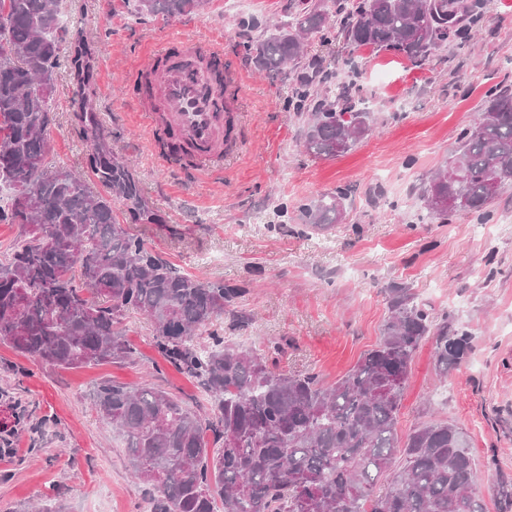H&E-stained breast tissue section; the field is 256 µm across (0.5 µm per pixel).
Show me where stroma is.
Wrapping results in <instances>:
<instances>
[{
    "mask_svg": "<svg viewBox=\"0 0 512 512\" xmlns=\"http://www.w3.org/2000/svg\"><path fill=\"white\" fill-rule=\"evenodd\" d=\"M299 0H204L190 14L141 16L135 0H61V44L47 161L87 174L99 146L125 159L139 183L146 221L132 233L189 274L245 288L219 323L241 347L285 340L280 372L317 373L334 383L379 339L387 291L411 290L469 347L442 369L434 340L413 356L398 419L400 435L421 423L457 425L473 463L477 494L499 512L497 489L512 478V186L487 219L427 215L421 191L443 167L492 86L512 84V0H484L465 43L436 49L419 68L399 54L354 51L343 37L310 39L308 54L373 113L353 151L308 154L304 118L288 105L298 72L259 74L251 60L262 26L292 19ZM90 49V83L70 68V36ZM200 36L224 45V64L245 78L242 150L219 177L167 171L164 134L149 137L133 99L149 53ZM84 101L103 138L76 116ZM346 193L342 223L306 227L300 204ZM124 334L137 356L125 363L59 368L0 341V421L19 413L24 438L0 459V512H32L51 497L62 512H146L149 488L130 473L122 436L92 407L98 383L150 384L207 412L200 383L164 361L150 323L131 313Z\"/></svg>",
    "mask_w": 512,
    "mask_h": 512,
    "instance_id": "1",
    "label": "stroma"
}]
</instances>
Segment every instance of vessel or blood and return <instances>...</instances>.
<instances>
[{
  "label": "vessel or blood",
  "instance_id": "b4317fda",
  "mask_svg": "<svg viewBox=\"0 0 512 512\" xmlns=\"http://www.w3.org/2000/svg\"><path fill=\"white\" fill-rule=\"evenodd\" d=\"M178 57L161 63L152 56L145 68L151 90L137 108L146 117L149 131L167 130L175 140L166 157L177 165L186 152H193L195 170L215 174V160L224 151V115L237 111L240 101L238 78L225 69L224 82H216L211 63L223 48L196 39L178 42Z\"/></svg>",
  "mask_w": 512,
  "mask_h": 512
}]
</instances>
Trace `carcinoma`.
<instances>
[{
    "mask_svg": "<svg viewBox=\"0 0 512 512\" xmlns=\"http://www.w3.org/2000/svg\"><path fill=\"white\" fill-rule=\"evenodd\" d=\"M61 0H0V185L14 191L0 224H18L22 239L0 262V341L65 368L131 360L120 325L147 316L155 346L175 369L197 378L212 416L201 418L153 386L100 384L93 404L126 440L133 475L152 487L149 512H485L471 490L472 460L453 425L427 422L401 440L397 425L415 351L432 336L438 362L457 364L468 334L448 329L392 288L378 343L333 384L314 372H277L279 345L243 349L214 322L247 289L200 280L160 258L113 214L112 200L141 215L142 196L129 167L102 155L89 168L104 188L46 162L53 121L62 26ZM202 0H138L140 15H185ZM335 0L306 5L291 22L266 27L253 63L267 74L302 63L304 39L327 42L340 28L355 49L401 54L422 64L448 40L465 42L483 0ZM336 17L339 26L331 23ZM316 70L295 88L291 105L314 100ZM38 83L42 95L26 89ZM371 112L346 91L315 100L305 145L315 158L351 150L372 129ZM448 165L423 190L432 218L454 212L485 216L512 184V86L486 92L482 112L463 129ZM343 194L299 207L311 228L338 220ZM208 332L202 344L195 333ZM211 432L213 440L206 438ZM391 473L388 490L376 480Z\"/></svg>",
    "mask_w": 512,
    "mask_h": 512,
    "instance_id": "obj_1",
    "label": "carcinoma"
}]
</instances>
